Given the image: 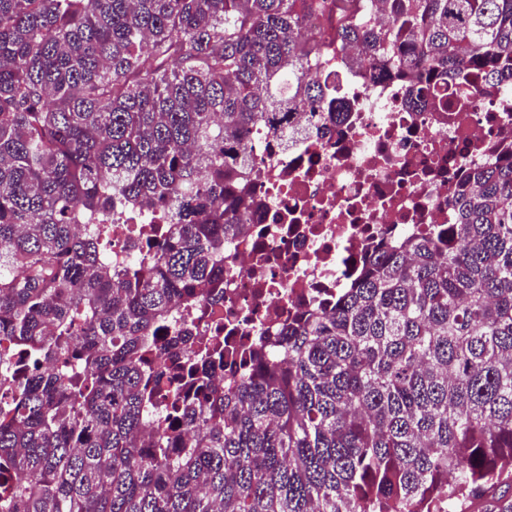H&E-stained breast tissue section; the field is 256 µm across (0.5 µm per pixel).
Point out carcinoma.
<instances>
[{
    "mask_svg": "<svg viewBox=\"0 0 512 512\" xmlns=\"http://www.w3.org/2000/svg\"><path fill=\"white\" fill-rule=\"evenodd\" d=\"M333 61L416 108L463 66L512 95V0H0V512H512V150L231 387L165 334L224 297L243 135L318 118ZM147 206L140 207L136 210L132 219L121 221L120 224H112V265L126 266L135 254L137 246H135L136 238L132 231L142 224H157L159 221H147V218L154 210Z\"/></svg>",
    "mask_w": 512,
    "mask_h": 512,
    "instance_id": "carcinoma-1",
    "label": "carcinoma"
}]
</instances>
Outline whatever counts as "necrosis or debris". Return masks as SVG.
Instances as JSON below:
<instances>
[{
    "label": "necrosis or debris",
    "instance_id": "1",
    "mask_svg": "<svg viewBox=\"0 0 512 512\" xmlns=\"http://www.w3.org/2000/svg\"><path fill=\"white\" fill-rule=\"evenodd\" d=\"M342 91L319 121L285 115L280 136L246 135L255 168L242 235L224 249V301L181 319L196 339H231L241 350L312 308L330 309L361 259L383 244L453 221L451 191L512 144V95L461 70L451 108L414 109L406 87L366 71L338 74ZM151 210L112 227V262L134 258V229Z\"/></svg>",
    "mask_w": 512,
    "mask_h": 512
}]
</instances>
